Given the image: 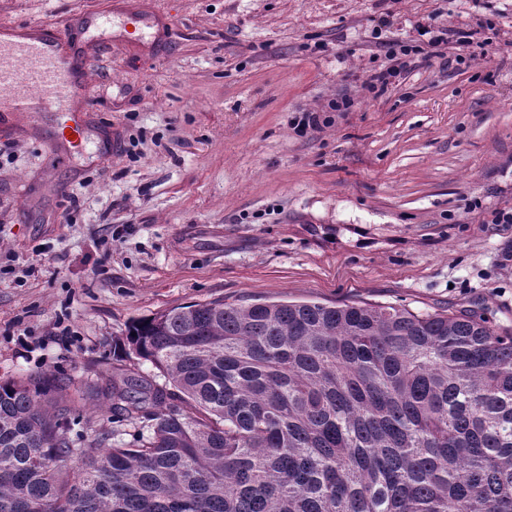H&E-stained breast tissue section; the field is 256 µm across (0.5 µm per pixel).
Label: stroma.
<instances>
[{
	"instance_id": "obj_1",
	"label": "stroma",
	"mask_w": 512,
	"mask_h": 512,
	"mask_svg": "<svg viewBox=\"0 0 512 512\" xmlns=\"http://www.w3.org/2000/svg\"><path fill=\"white\" fill-rule=\"evenodd\" d=\"M158 41L94 47L96 116L59 157L0 126V381L111 375L132 319L213 300L487 308L512 328V0H139ZM114 0H0V21L75 30ZM473 30L379 94L384 43ZM352 100L334 112L336 99ZM313 112L319 124L299 123ZM116 142L97 153L100 136ZM137 426L87 412L71 436Z\"/></svg>"
}]
</instances>
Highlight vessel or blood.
<instances>
[{
  "label": "vessel or blood",
  "mask_w": 512,
  "mask_h": 512,
  "mask_svg": "<svg viewBox=\"0 0 512 512\" xmlns=\"http://www.w3.org/2000/svg\"><path fill=\"white\" fill-rule=\"evenodd\" d=\"M114 17L83 16L80 36L45 26L0 22V124L9 117L43 112L46 105L70 113L72 134L93 123L83 111L85 58Z\"/></svg>",
  "instance_id": "vessel-or-blood-1"
}]
</instances>
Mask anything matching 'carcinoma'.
I'll return each instance as SVG.
<instances>
[{
  "label": "carcinoma",
  "instance_id": "1",
  "mask_svg": "<svg viewBox=\"0 0 512 512\" xmlns=\"http://www.w3.org/2000/svg\"><path fill=\"white\" fill-rule=\"evenodd\" d=\"M125 373L0 382V512H512V333L473 310L191 304ZM89 405L143 423L74 452Z\"/></svg>",
  "mask_w": 512,
  "mask_h": 512
}]
</instances>
